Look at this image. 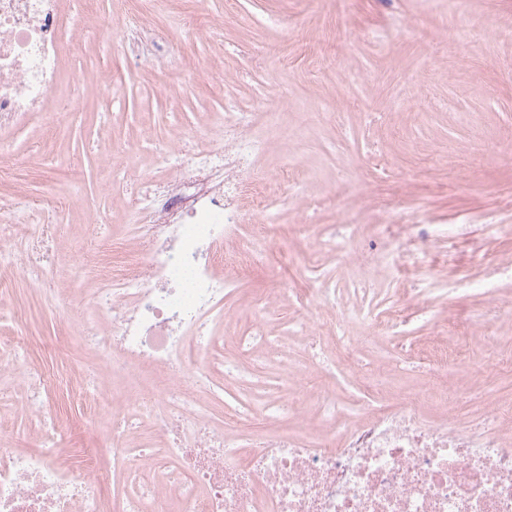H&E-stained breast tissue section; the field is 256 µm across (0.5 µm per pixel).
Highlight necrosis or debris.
<instances>
[{
	"instance_id": "4bbe7bcc",
	"label": "necrosis or debris",
	"mask_w": 512,
	"mask_h": 512,
	"mask_svg": "<svg viewBox=\"0 0 512 512\" xmlns=\"http://www.w3.org/2000/svg\"><path fill=\"white\" fill-rule=\"evenodd\" d=\"M93 22L66 11L64 0H0V157L16 153L18 134L33 119L58 122L47 105L64 44ZM277 115L272 99L258 97L247 111L228 97L205 132H188L199 147L152 145L164 177L144 179L124 161L113 166V177L145 182L127 198L135 224L113 264L81 252L58 262L66 201L49 207L34 196L19 214L0 200V256L9 269L44 288L54 309L86 311L78 337L98 352L104 372L82 386L95 393L90 421L105 425L102 445L112 455L106 472L90 460L66 463L41 399L46 379L22 362L19 344L0 346V380L26 388L23 409L40 423L32 448L0 442V512H512V400L474 429L428 422L421 394L386 397L392 361L348 368L349 383L363 393L351 407L337 397L327 366L284 367L282 390L260 408L266 429H239L252 410L229 405L226 388L248 381L252 363L281 354L284 339L270 322L283 301L302 305L298 340L338 358L398 332L411 308L402 294L381 315L360 301L344 304L311 262L305 288L281 280L260 299L238 288L240 270L265 264L277 235L273 206L288 202L284 174L259 180L253 169L267 148L256 120L271 125ZM384 231L396 247L383 264L414 268L427 232L418 224ZM298 233L340 266H361L336 225L302 224ZM60 268L92 269L93 287H49ZM230 294L250 310L251 326L218 354L232 320L224 306ZM355 320L363 335H349ZM317 378L325 387L311 411L290 391Z\"/></svg>"
}]
</instances>
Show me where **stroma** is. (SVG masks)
I'll return each instance as SVG.
<instances>
[{"label":"stroma","instance_id":"obj_1","mask_svg":"<svg viewBox=\"0 0 512 512\" xmlns=\"http://www.w3.org/2000/svg\"><path fill=\"white\" fill-rule=\"evenodd\" d=\"M146 2L128 0L115 12L111 35L68 47L51 97L60 124H30L19 138V154L64 163L31 176L32 189L45 178L75 202L59 254L95 235L98 210L110 215L104 259L128 237L124 186L99 182L114 149L176 139L180 126L223 111L225 95H265L279 105L282 130L257 124L268 147L256 167L292 160L298 176L277 216L272 268L244 270L239 287L261 298L273 274L300 281L308 248L295 224L340 220L382 293L397 282L377 261L381 225L397 214L447 225V239L413 274L433 303L431 318L412 315L357 358L395 355L442 326L474 339L451 378L465 384L479 373L487 386L512 385L494 370L497 353L512 349V0H174L178 15L155 48L169 61L164 72L124 46L128 15L150 23ZM81 315L55 311L24 277L0 271V336L23 332L37 369L99 367L95 351L74 347ZM21 395L17 386L0 390V438L26 448L37 428L20 411ZM49 405L66 456L99 457L85 403L53 388Z\"/></svg>","mask_w":512,"mask_h":512}]
</instances>
